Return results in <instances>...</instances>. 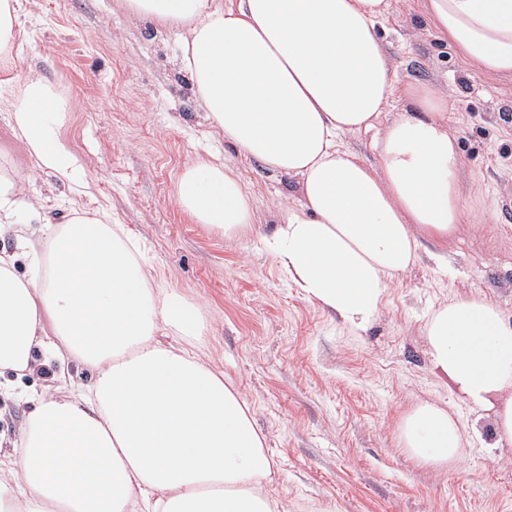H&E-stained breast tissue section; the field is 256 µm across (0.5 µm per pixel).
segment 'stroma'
<instances>
[{
    "label": "stroma",
    "mask_w": 512,
    "mask_h": 512,
    "mask_svg": "<svg viewBox=\"0 0 512 512\" xmlns=\"http://www.w3.org/2000/svg\"><path fill=\"white\" fill-rule=\"evenodd\" d=\"M388 2L386 50L400 79L452 92L448 125L476 220L449 241L447 274L421 256L360 336L291 288L254 233L224 239L178 206L176 183L199 157L251 182L257 231L297 198L294 180L264 172L211 129L179 62V31L144 23L123 0H23L0 101L32 74L70 101L60 137L78 178H38L29 195L48 196L60 223L75 210L109 211L144 244L147 270L200 309L205 352L264 435L267 490L285 512H512V445L494 447L489 424L471 422L452 469L417 464L396 435L414 405L450 396L428 367L427 316L459 294L512 318V78L471 71L418 0Z\"/></svg>",
    "instance_id": "obj_1"
}]
</instances>
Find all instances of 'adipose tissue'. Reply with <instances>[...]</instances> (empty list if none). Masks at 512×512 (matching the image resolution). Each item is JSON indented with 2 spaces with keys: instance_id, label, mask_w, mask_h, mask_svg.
<instances>
[{
  "instance_id": "adipose-tissue-1",
  "label": "adipose tissue",
  "mask_w": 512,
  "mask_h": 512,
  "mask_svg": "<svg viewBox=\"0 0 512 512\" xmlns=\"http://www.w3.org/2000/svg\"><path fill=\"white\" fill-rule=\"evenodd\" d=\"M126 10L183 33L180 64L211 127L238 153L296 178L299 200L259 235L291 287L354 335L377 320L389 289L433 244L468 222L463 161L448 94L400 82L381 37L387 0H124ZM437 36L479 74L512 77V0H423ZM11 133L35 172L75 179L60 129L70 110L27 76L6 101ZM374 132L377 162L347 134ZM0 172V378L5 390L36 356L72 363L89 383L32 395L33 410L0 447V512H282L266 487L273 465L249 407L185 336L204 335L196 307L146 271L140 246L109 214L54 223ZM175 197L198 223L235 238L254 222L239 173L197 159ZM38 222L40 237L29 225ZM42 260L19 276L18 257ZM428 365L451 383L445 405L422 402L399 422L402 447L456 466L464 404L512 445V320L486 298L459 296L430 313Z\"/></svg>"
}]
</instances>
